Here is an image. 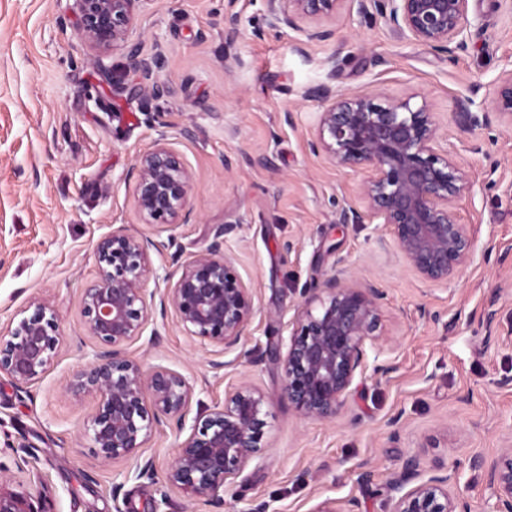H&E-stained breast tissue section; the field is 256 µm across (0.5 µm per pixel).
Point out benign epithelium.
Returning <instances> with one entry per match:
<instances>
[{
  "label": "benign epithelium",
  "instance_id": "1",
  "mask_svg": "<svg viewBox=\"0 0 512 512\" xmlns=\"http://www.w3.org/2000/svg\"><path fill=\"white\" fill-rule=\"evenodd\" d=\"M75 29L91 50L105 54L121 48L137 61L145 83L136 92L159 99L168 93L154 78L166 64L157 50L140 57V45L128 41L140 0H75ZM269 26H286L307 41H323L332 32L305 26L307 19L336 15L343 0H264ZM389 19L430 47L453 53L465 45L468 0H372ZM320 97L331 103L319 113L313 151L323 152L339 168L365 173L360 194L367 214L387 225L394 243L410 267L423 279L444 282L473 257L471 240L457 222L454 205L471 188L466 172L436 149L439 127L426 103L411 99L381 104L372 93L347 97L328 88ZM467 98L458 104L457 121L471 128L490 123V114L512 123V69L503 72L492 111ZM134 179L135 203L147 224H186L191 217L192 175L180 155L167 143L136 159L128 173ZM241 225L220 224L205 250L181 265L178 275L159 276L150 238L120 226L95 244L97 277L82 294V324L97 342L91 359L73 375L69 390L92 395L98 405L87 432L98 458L126 459L136 464V477L154 478V459L143 458L155 429L168 423L186 433L176 448L165 483L189 499L214 508L224 507L231 481L262 457L269 411L255 387H234L221 404L207 408L186 425L194 384L182 373L157 365L144 368L122 345L141 336L150 319L146 282H165L161 311L172 309L190 335L218 347V353L237 351L252 319L260 312L251 287L228 253V240ZM385 292L376 283L360 280L344 260H337L321 280L300 290L292 329L270 338L269 357L281 372V397L302 420L334 421L344 410L365 346L379 340L380 309ZM7 333H0V375L18 389L41 378L60 343L53 303L30 305ZM471 467L483 470L493 489L483 512H512V449ZM432 475L411 489L417 463L410 459L402 472L385 485L391 512H472L470 502L448 491L452 475L441 461ZM0 512H48L41 496L17 491L0 476Z\"/></svg>",
  "mask_w": 512,
  "mask_h": 512
}]
</instances>
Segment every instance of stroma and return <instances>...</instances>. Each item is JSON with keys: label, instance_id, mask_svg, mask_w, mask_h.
Instances as JSON below:
<instances>
[{"label": "stroma", "instance_id": "obj_1", "mask_svg": "<svg viewBox=\"0 0 512 512\" xmlns=\"http://www.w3.org/2000/svg\"><path fill=\"white\" fill-rule=\"evenodd\" d=\"M74 0H0V328L16 324L36 298L56 309L61 344L27 390L0 378V474L28 482L21 461L47 476L50 512H208L165 486L179 437L152 436L157 476L136 478L130 462L101 463L85 432L95 398L68 386L92 346L82 327V290L97 275V240L122 226L166 242L184 258L208 246L215 225L240 223L229 242L260 305L242 339L262 346L292 320L298 287L321 279L337 258L380 282L379 349H367L342 416L302 421L280 398V372L242 360L213 372L212 345L190 336L174 312L154 313L148 337L125 349L145 365L193 377L201 406L246 382L270 411L268 447L224 494V512H316L325 502H359L390 512L378 494L408 459L440 460L457 472L455 491L482 512L492 490L475 456L512 446V124L463 128L459 100L492 104L512 68V0H468L467 47L455 57L431 49L376 9L344 0L324 20L333 35L301 45L291 29H268L264 0H140L132 41L142 56L163 49L152 100L125 50L104 60L75 34ZM377 93L379 102L426 100L439 145L468 174L455 207L473 259L450 281L420 278L376 221L345 224L343 208L363 209L361 173L312 153L316 91ZM166 137L193 174L189 224L144 223L128 173L136 157ZM391 370L373 372L376 362ZM373 474L372 489L359 484ZM120 493H113V483Z\"/></svg>", "mask_w": 512, "mask_h": 512}]
</instances>
